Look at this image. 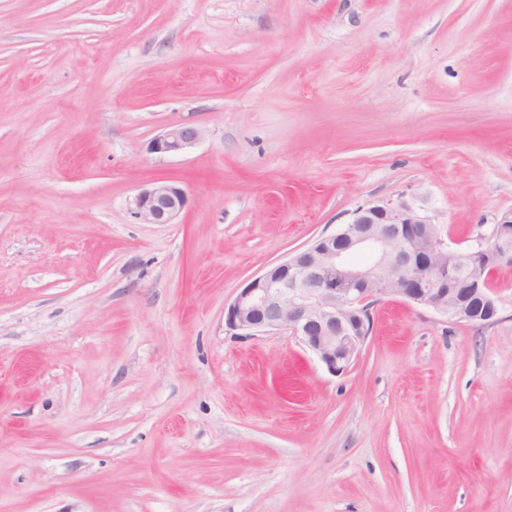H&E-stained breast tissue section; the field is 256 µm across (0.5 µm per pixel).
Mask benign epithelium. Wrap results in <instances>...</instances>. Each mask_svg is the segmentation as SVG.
<instances>
[{
  "mask_svg": "<svg viewBox=\"0 0 512 512\" xmlns=\"http://www.w3.org/2000/svg\"><path fill=\"white\" fill-rule=\"evenodd\" d=\"M202 130L177 124L150 150L179 154L196 145ZM184 188L157 181L134 200L149 224H170L187 205ZM488 253L496 265L512 264V209L503 212L461 250L449 247L434 224L406 201L359 208L352 221L251 279L224 308V330L236 336L287 331L329 372L345 371L372 329L371 306L397 296L432 308L459 323L474 317L448 282L449 257L465 267Z\"/></svg>",
  "mask_w": 512,
  "mask_h": 512,
  "instance_id": "7a95c632",
  "label": "benign epithelium"
}]
</instances>
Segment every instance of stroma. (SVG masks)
Segmentation results:
<instances>
[{"mask_svg": "<svg viewBox=\"0 0 512 512\" xmlns=\"http://www.w3.org/2000/svg\"><path fill=\"white\" fill-rule=\"evenodd\" d=\"M400 200L512 209V0H0V512H512V265L490 324L381 298L341 375L224 331ZM201 137L202 130L195 125H173L151 142L150 150L157 154H179L196 145ZM187 201L184 188L173 182L157 181L135 197V213L149 224H169Z\"/></svg>", "mask_w": 512, "mask_h": 512, "instance_id": "1", "label": "stroma"}]
</instances>
